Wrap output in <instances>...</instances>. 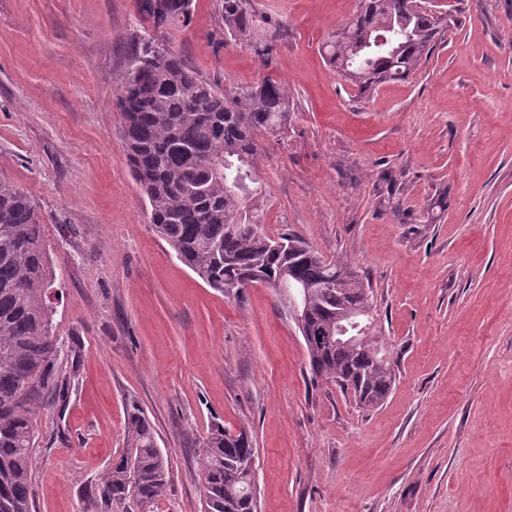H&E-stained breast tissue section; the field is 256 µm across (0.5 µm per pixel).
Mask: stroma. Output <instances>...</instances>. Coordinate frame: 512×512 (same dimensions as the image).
<instances>
[{"mask_svg": "<svg viewBox=\"0 0 512 512\" xmlns=\"http://www.w3.org/2000/svg\"><path fill=\"white\" fill-rule=\"evenodd\" d=\"M219 3L168 44L219 89L287 84V129L257 137L264 228L366 275L396 383L370 408L311 384L282 291L210 288L154 232L118 107L135 0H0V180L45 226L70 375L36 428V512H201L216 423L252 430L258 512H512V0H427L451 18L430 58L370 94L319 53L359 0H251L265 62ZM134 402L171 484L106 510Z\"/></svg>", "mask_w": 512, "mask_h": 512, "instance_id": "obj_1", "label": "stroma"}]
</instances>
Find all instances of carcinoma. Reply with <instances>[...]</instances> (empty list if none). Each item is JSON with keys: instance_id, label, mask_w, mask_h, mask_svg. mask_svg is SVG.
Segmentation results:
<instances>
[{"instance_id": "cac0c4a2", "label": "carcinoma", "mask_w": 512, "mask_h": 512, "mask_svg": "<svg viewBox=\"0 0 512 512\" xmlns=\"http://www.w3.org/2000/svg\"><path fill=\"white\" fill-rule=\"evenodd\" d=\"M151 30L165 34L190 24L193 0H136ZM224 32L261 42L268 36L250 0H221ZM443 18L421 0H361L355 20L321 47L326 63L364 94L404 81L427 59ZM120 87L123 148L143 192L150 223L175 256L209 287L229 293L244 280L301 289L308 308L311 379L331 381L363 405L386 398L397 360L372 328L363 343L341 338L348 314L373 312L374 294L348 258H327L295 234L271 237L260 217H243L258 191L256 137L288 126L287 86L267 76L240 92L203 80L165 42L140 38ZM222 162L223 174L210 173ZM51 260L44 225L28 196L0 180V512H32L34 421L43 395L67 380L57 366L47 291ZM130 451L112 465L100 501L134 498L148 504L171 483L168 457L143 409L130 405ZM256 457L247 425L212 426L200 471L204 512H257Z\"/></svg>"}]
</instances>
